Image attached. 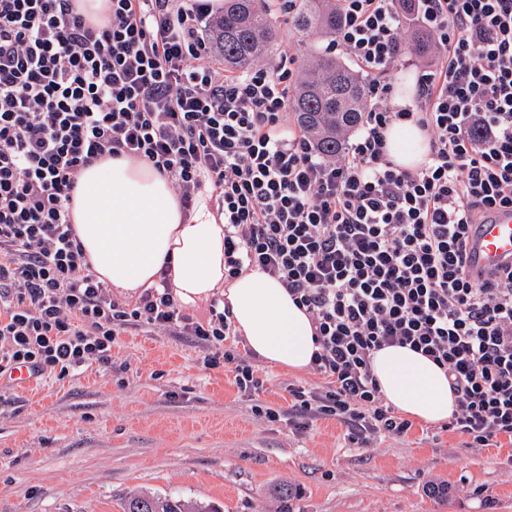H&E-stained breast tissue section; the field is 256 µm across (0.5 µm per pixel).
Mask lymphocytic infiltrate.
I'll return each mask as SVG.
<instances>
[{
    "label": "lymphocytic infiltrate",
    "mask_w": 512,
    "mask_h": 512,
    "mask_svg": "<svg viewBox=\"0 0 512 512\" xmlns=\"http://www.w3.org/2000/svg\"><path fill=\"white\" fill-rule=\"evenodd\" d=\"M326 52L363 79L364 118L336 159L290 117L295 58L235 72L219 66L214 0H0V378L30 364L62 377L112 362L130 326L190 337L203 365H233L240 391L263 380L227 349L223 299L184 313L169 278L115 297L87 263L70 201L82 170L146 161L183 208L205 189L224 212V278L277 279L313 328L320 388H289L287 413L333 417L351 437L412 427L372 374L375 352L407 347L441 367L456 396L448 430L472 447L512 439V262L480 274L474 225L512 209V0H336ZM436 57L412 104L394 102L403 30ZM415 119L425 162L389 158L385 132Z\"/></svg>",
    "instance_id": "f902f5d3"
}]
</instances>
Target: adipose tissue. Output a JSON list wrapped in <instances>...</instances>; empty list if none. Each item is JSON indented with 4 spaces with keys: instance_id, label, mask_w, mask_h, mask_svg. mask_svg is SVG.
Returning <instances> with one entry per match:
<instances>
[{
    "instance_id": "obj_1",
    "label": "adipose tissue",
    "mask_w": 512,
    "mask_h": 512,
    "mask_svg": "<svg viewBox=\"0 0 512 512\" xmlns=\"http://www.w3.org/2000/svg\"><path fill=\"white\" fill-rule=\"evenodd\" d=\"M386 139L401 167L424 161L427 138L414 123L392 124ZM70 211L90 267L119 294L134 296L168 274L183 308L222 297L257 360L293 374L308 371L315 350L308 314L266 274L225 281L224 217L208 196L183 209L168 180L146 162L107 158L82 172ZM372 373L387 402L417 422L444 423L455 408L444 371L410 349L376 352Z\"/></svg>"
}]
</instances>
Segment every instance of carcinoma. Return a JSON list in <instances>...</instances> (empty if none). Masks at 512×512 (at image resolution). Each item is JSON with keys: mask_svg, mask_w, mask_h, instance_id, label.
Listing matches in <instances>:
<instances>
[{"mask_svg": "<svg viewBox=\"0 0 512 512\" xmlns=\"http://www.w3.org/2000/svg\"><path fill=\"white\" fill-rule=\"evenodd\" d=\"M341 23L336 0H301L295 11L298 31L330 37ZM210 34L224 65L245 70L271 47L276 34L268 0H224L223 13ZM303 77L291 99V111L326 158L342 154L350 133L362 121L363 84L352 67L325 52L313 51L302 62ZM123 512H221L214 505L171 496L134 492Z\"/></svg>", "mask_w": 512, "mask_h": 512, "instance_id": "cac0c4a2", "label": "carcinoma"}]
</instances>
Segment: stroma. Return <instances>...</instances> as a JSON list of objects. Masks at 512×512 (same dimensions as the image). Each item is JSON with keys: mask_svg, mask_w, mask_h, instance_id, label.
I'll return each instance as SVG.
<instances>
[{"mask_svg": "<svg viewBox=\"0 0 512 512\" xmlns=\"http://www.w3.org/2000/svg\"><path fill=\"white\" fill-rule=\"evenodd\" d=\"M274 24L265 60L326 45L291 18ZM259 373L264 390L253 397L231 368H204L190 338L133 326L113 343L111 368L0 387V512H122L141 490L274 512L268 493L281 483L297 490L290 512H512V439L471 448L417 423L362 444L333 418L304 429L265 422L255 402L288 408V385L320 380L264 364ZM434 484L447 497H434Z\"/></svg>", "mask_w": 512, "mask_h": 512, "instance_id": "obj_1", "label": "stroma"}]
</instances>
